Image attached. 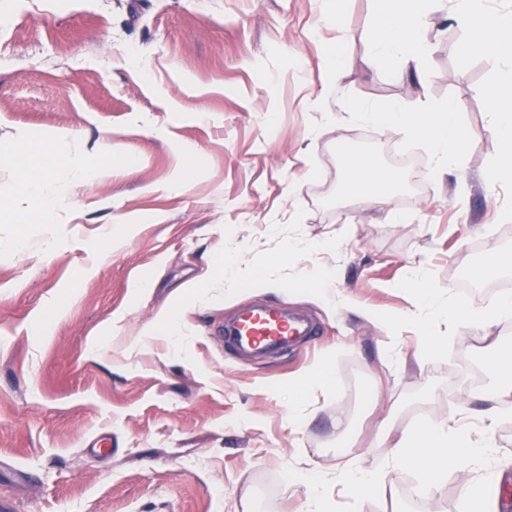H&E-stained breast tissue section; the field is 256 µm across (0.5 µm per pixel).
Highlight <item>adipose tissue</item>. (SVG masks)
<instances>
[{
	"mask_svg": "<svg viewBox=\"0 0 512 512\" xmlns=\"http://www.w3.org/2000/svg\"><path fill=\"white\" fill-rule=\"evenodd\" d=\"M349 110L356 117L367 118L393 125L405 135L423 141L431 155L435 174L446 173L456 164L466 146L469 134L458 120V108L454 100L426 103L393 102L379 111H366L357 101L350 102ZM349 179L348 188L374 205L390 201L395 183L373 158L352 154L342 161ZM66 170L69 180L75 184L87 183L89 171L78 165H66L58 156L44 153L39 162L30 165L24 178L22 195L36 200L37 214L41 223H50L56 201L47 191V177L58 170ZM409 282L418 292L414 310L406 313V321L419 327L443 318L463 326L481 321L486 310L468 300L449 298L447 303L438 300V289L428 287L420 270H412ZM491 390L487 395L488 407L481 414L482 420L496 423L506 399L512 398V359L503 358L488 368ZM468 405H461L458 418L442 423L416 425L406 429L390 450L389 467L373 472L348 469L342 477L351 485L358 497L387 491L393 481L394 465L401 464L416 472L421 478L424 491L433 492L444 486L448 472L462 460L469 461L474 471L484 473L485 478L467 485L470 499L479 502L480 512H497L496 497L501 487L496 482L493 464L496 460V442L491 436L476 437L468 426L462 424V416L468 415Z\"/></svg>",
	"mask_w": 512,
	"mask_h": 512,
	"instance_id": "1",
	"label": "adipose tissue"
}]
</instances>
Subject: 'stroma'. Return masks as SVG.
Instances as JSON below:
<instances>
[{
	"mask_svg": "<svg viewBox=\"0 0 512 512\" xmlns=\"http://www.w3.org/2000/svg\"><path fill=\"white\" fill-rule=\"evenodd\" d=\"M372 11L346 0L333 22L324 0H0V240L24 243L0 254V512H300L303 476L386 465L378 421L399 432L464 400L483 409L512 315L460 330L390 320L416 303L411 267L456 290L489 255L512 254L506 192L485 175L498 144L478 86L492 66L458 69L463 29L437 14L430 77L368 69ZM329 43L344 60L334 80ZM448 98L470 137L438 177L419 142L348 110ZM21 134L98 173L59 181L53 223L14 219ZM343 148L398 176L387 205L349 195ZM290 240L300 249L265 265ZM223 257L232 291L195 301ZM247 267L281 291L251 285ZM326 273L347 304L315 297ZM255 303L312 316V346L234 355L218 331ZM169 310L182 313L173 333L146 336ZM427 334L446 349L423 355ZM325 364L334 388L289 402V381ZM336 501L468 510L453 471L431 495L399 470L388 494Z\"/></svg>",
	"mask_w": 512,
	"mask_h": 512,
	"instance_id": "35a3bbf8",
	"label": "stroma"
}]
</instances>
